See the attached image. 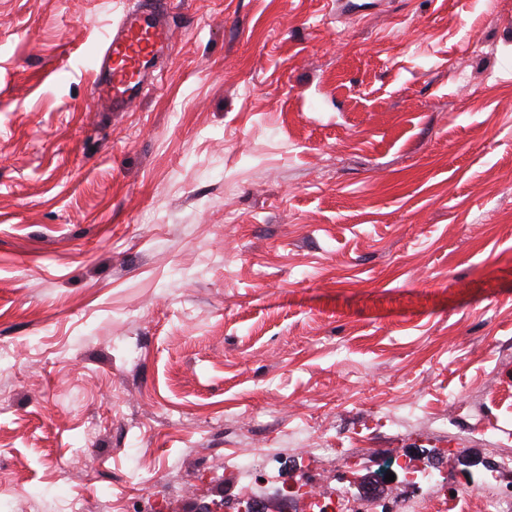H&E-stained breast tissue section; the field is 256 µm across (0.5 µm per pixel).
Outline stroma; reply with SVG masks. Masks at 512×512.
Returning a JSON list of instances; mask_svg holds the SVG:
<instances>
[{
  "mask_svg": "<svg viewBox=\"0 0 512 512\" xmlns=\"http://www.w3.org/2000/svg\"><path fill=\"white\" fill-rule=\"evenodd\" d=\"M137 2L0 0V512L307 483L374 512L416 491L391 457L483 512L512 485V0H169L153 86L90 111Z\"/></svg>",
  "mask_w": 512,
  "mask_h": 512,
  "instance_id": "obj_1",
  "label": "stroma"
}]
</instances>
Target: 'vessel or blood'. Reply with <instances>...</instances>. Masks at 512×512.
Wrapping results in <instances>:
<instances>
[{"mask_svg": "<svg viewBox=\"0 0 512 512\" xmlns=\"http://www.w3.org/2000/svg\"><path fill=\"white\" fill-rule=\"evenodd\" d=\"M172 46L164 0H140L125 11L91 55L93 111H129L151 86L156 59Z\"/></svg>", "mask_w": 512, "mask_h": 512, "instance_id": "b4317fda", "label": "vessel or blood"}]
</instances>
